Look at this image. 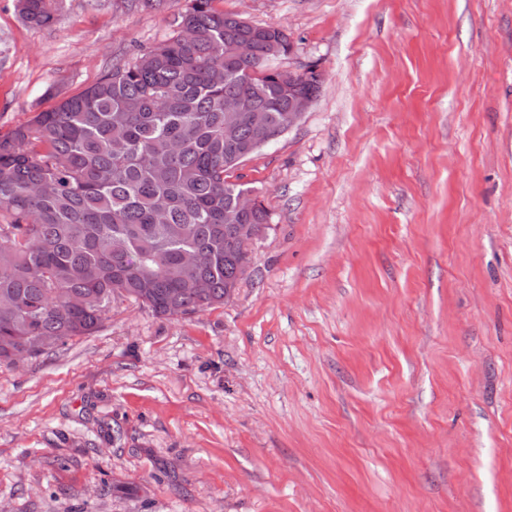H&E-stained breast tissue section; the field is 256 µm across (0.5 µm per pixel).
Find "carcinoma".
Listing matches in <instances>:
<instances>
[{"instance_id": "1", "label": "carcinoma", "mask_w": 512, "mask_h": 512, "mask_svg": "<svg viewBox=\"0 0 512 512\" xmlns=\"http://www.w3.org/2000/svg\"><path fill=\"white\" fill-rule=\"evenodd\" d=\"M214 2L189 0L170 38L0 135V366L42 354L39 336L98 331L116 299L162 318L224 305L249 260L232 227L269 223L262 205L237 209L251 191L238 170L288 123V87L315 94L320 74L288 78L273 66L288 34ZM17 9L46 28L56 0ZM231 97L243 111L229 127Z\"/></svg>"}]
</instances>
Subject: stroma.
Returning <instances> with one entry per match:
<instances>
[{
  "label": "stroma",
  "instance_id": "1",
  "mask_svg": "<svg viewBox=\"0 0 512 512\" xmlns=\"http://www.w3.org/2000/svg\"><path fill=\"white\" fill-rule=\"evenodd\" d=\"M187 0H0V134L172 36ZM318 97L240 172L224 306L113 303L0 367V512H512V0H217ZM55 0H17L21 19L35 28L50 27L55 20Z\"/></svg>",
  "mask_w": 512,
  "mask_h": 512
}]
</instances>
